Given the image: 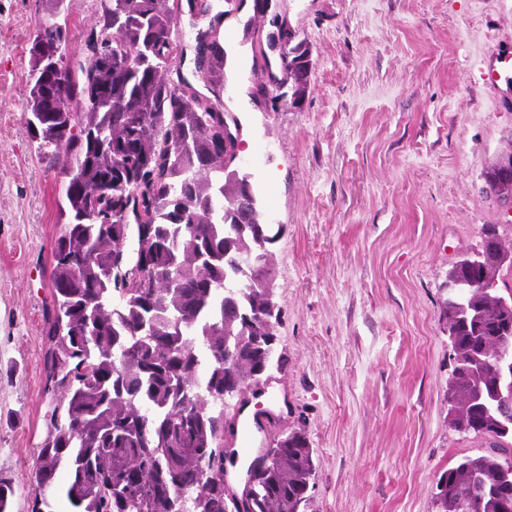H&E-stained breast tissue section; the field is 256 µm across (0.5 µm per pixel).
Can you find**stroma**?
Returning <instances> with one entry per match:
<instances>
[{
    "mask_svg": "<svg viewBox=\"0 0 512 512\" xmlns=\"http://www.w3.org/2000/svg\"><path fill=\"white\" fill-rule=\"evenodd\" d=\"M96 0H66L79 57ZM47 0H0V476L27 512L53 396L42 372L49 273L65 222L62 174L27 127L28 52ZM283 20L312 51L302 105L266 104L277 50L236 45L218 100L242 123V159L269 223L282 361L270 372L277 436L304 429L317 465L309 512H434L438 476L482 439L448 422L453 367L440 303L450 265L482 228L512 242L484 174L512 138V86L484 54L512 46V0H276L243 10L261 35Z\"/></svg>",
    "mask_w": 512,
    "mask_h": 512,
    "instance_id": "1",
    "label": "stroma"
}]
</instances>
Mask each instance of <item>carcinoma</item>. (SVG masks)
Returning a JSON list of instances; mask_svg holds the SVG:
<instances>
[{
    "label": "carcinoma",
    "instance_id": "1",
    "mask_svg": "<svg viewBox=\"0 0 512 512\" xmlns=\"http://www.w3.org/2000/svg\"><path fill=\"white\" fill-rule=\"evenodd\" d=\"M178 0H100L95 27L64 74L44 77L36 43L27 101L32 139L60 168L68 223L50 270L45 380L59 377L37 457L28 512H307L314 450L303 430L265 449L240 497L203 471L224 467L226 377L259 383L281 309L265 223L251 174L238 164L240 122L218 111L174 71L170 32ZM65 44L67 25L38 29ZM112 48L105 47L112 34ZM284 77L270 102L297 108L310 85L312 52L281 32ZM224 87V46L209 41L202 69ZM501 258L464 257L448 278L466 287L440 315L454 366L448 418L489 451L465 456L436 483L435 512H512V415L496 401V353L512 362V243L482 229ZM484 281L488 288H470ZM236 361L224 367V354ZM65 467L69 478L55 484Z\"/></svg>",
    "mask_w": 512,
    "mask_h": 512
}]
</instances>
